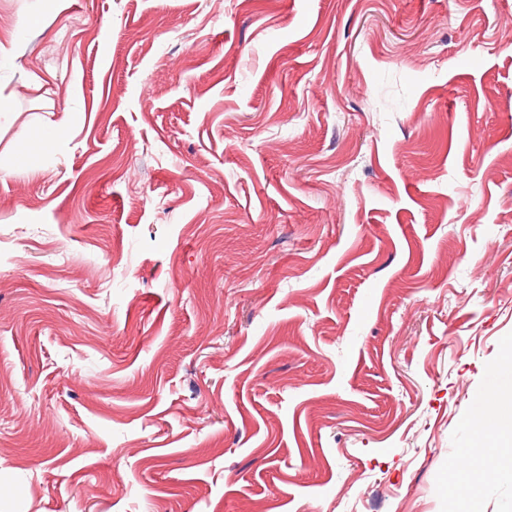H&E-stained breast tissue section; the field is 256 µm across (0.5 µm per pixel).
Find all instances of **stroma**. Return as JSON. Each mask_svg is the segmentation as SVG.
I'll list each match as a JSON object with an SVG mask.
<instances>
[{"mask_svg":"<svg viewBox=\"0 0 512 512\" xmlns=\"http://www.w3.org/2000/svg\"><path fill=\"white\" fill-rule=\"evenodd\" d=\"M2 41L0 512H457L512 0H0ZM471 479L512 512V447Z\"/></svg>","mask_w":512,"mask_h":512,"instance_id":"stroma-1","label":"stroma"}]
</instances>
